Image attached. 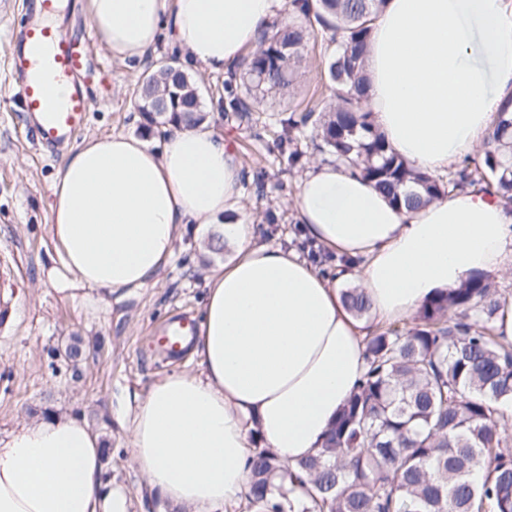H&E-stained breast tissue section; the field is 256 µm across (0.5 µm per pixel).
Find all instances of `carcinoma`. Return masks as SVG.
I'll use <instances>...</instances> for the list:
<instances>
[{
  "instance_id": "cac0c4a2",
  "label": "carcinoma",
  "mask_w": 512,
  "mask_h": 512,
  "mask_svg": "<svg viewBox=\"0 0 512 512\" xmlns=\"http://www.w3.org/2000/svg\"><path fill=\"white\" fill-rule=\"evenodd\" d=\"M383 0H288L301 19L265 32L241 70L224 80V101L243 115L269 92H290L309 30L331 32L333 97L288 120L281 155L298 162L297 133L312 128L334 160L360 171L390 201L417 209L482 184L512 202V98L497 113L481 165L446 182L393 153L362 100L370 23ZM136 106L150 124L206 119L201 93L171 59L137 82ZM166 98L168 111L154 102ZM355 317L369 313L361 289L342 291ZM507 298L488 277L424 304L402 332L364 338L366 371L326 434L323 448L290 469L265 448L250 460L249 507L259 512H512V343L495 333Z\"/></svg>"
}]
</instances>
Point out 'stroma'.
<instances>
[{
    "mask_svg": "<svg viewBox=\"0 0 512 512\" xmlns=\"http://www.w3.org/2000/svg\"><path fill=\"white\" fill-rule=\"evenodd\" d=\"M323 33L311 35L295 72L297 101H329L321 45ZM91 53L107 70L91 85V107L83 130L72 142L43 148L28 129L13 95L4 61L0 60V262L16 273L15 310L10 326L0 332V429L55 413L84 417L106 445L105 488L128 493L129 512H175L162 492L150 486L130 453L128 421L150 386L169 372H196L190 358L166 359L157 354L152 327L177 313L200 318L206 277L222 265L225 251L208 246L218 225L187 232L155 283L136 294L112 299L92 311L63 298L43 280L41 271L56 265L57 253L48 233L51 187L68 152L84 142L123 133L161 144L164 128L148 126L135 102L134 89L143 71L154 70L180 50L160 41L145 67L113 58L101 41ZM188 73L202 94L203 110L217 132L238 153L248 177L244 194L249 216L257 224V243L299 246L300 231L292 208L300 175L320 153L312 130L298 138L301 158L288 166L275 139L290 115L287 96H266L260 112L244 121L225 111L218 89L224 74L201 66ZM274 211L279 220L267 224ZM81 337L80 361L66 359L72 337Z\"/></svg>",
    "mask_w": 512,
    "mask_h": 512,
    "instance_id": "1",
    "label": "stroma"
}]
</instances>
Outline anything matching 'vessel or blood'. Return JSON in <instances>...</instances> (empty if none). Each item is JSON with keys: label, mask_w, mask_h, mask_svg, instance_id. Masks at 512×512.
Returning <instances> with one entry per match:
<instances>
[{"label": "vessel or blood", "mask_w": 512, "mask_h": 512, "mask_svg": "<svg viewBox=\"0 0 512 512\" xmlns=\"http://www.w3.org/2000/svg\"><path fill=\"white\" fill-rule=\"evenodd\" d=\"M10 79L37 140L53 147L71 141L85 126L90 102L82 89V57L77 43L63 29L24 21L10 28L4 49ZM14 308L12 273L0 271V318ZM199 327L186 315H175L154 329L161 353L177 356L197 336Z\"/></svg>", "instance_id": "b4317fda"}]
</instances>
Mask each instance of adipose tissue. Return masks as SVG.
<instances>
[{
	"label": "adipose tissue",
	"instance_id": "adipose-tissue-1",
	"mask_svg": "<svg viewBox=\"0 0 512 512\" xmlns=\"http://www.w3.org/2000/svg\"><path fill=\"white\" fill-rule=\"evenodd\" d=\"M284 0H87L99 39L138 66L160 34L221 73L254 49ZM364 107L393 152L440 179L483 144L512 93V0H384L372 24ZM237 153L207 123L162 147L94 138L52 185L47 279L91 310L151 284L194 224L222 223L233 251L206 278L191 357L156 382L128 432L141 473L177 512H220L249 485L253 442L288 464L318 451L365 371L364 324L341 287L363 288L377 323L405 320L472 273L512 269V204L474 188L419 209L315 161L298 181L302 240L330 257L260 245ZM97 434L81 417L0 430V512H128L105 491Z\"/></svg>",
	"mask_w": 512,
	"mask_h": 512
}]
</instances>
